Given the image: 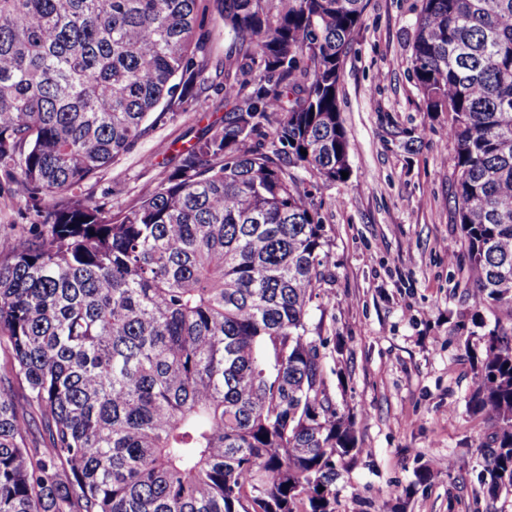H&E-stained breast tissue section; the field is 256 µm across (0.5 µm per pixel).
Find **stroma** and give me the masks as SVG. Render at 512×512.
Wrapping results in <instances>:
<instances>
[{
  "label": "stroma",
  "mask_w": 512,
  "mask_h": 512,
  "mask_svg": "<svg viewBox=\"0 0 512 512\" xmlns=\"http://www.w3.org/2000/svg\"><path fill=\"white\" fill-rule=\"evenodd\" d=\"M421 5L367 0L340 85L351 178L315 194L329 276L309 327L335 344L324 357L331 393L371 451L342 470L336 512H512V493L474 501L478 449L491 425L469 407L474 359L491 330L512 334V309L477 305L460 258L448 116L427 111L410 68ZM223 117L224 87L216 83L106 168L92 188L96 201L128 208ZM146 156L152 165L143 164ZM452 457L466 467L449 469ZM422 469L433 475L425 484L416 479Z\"/></svg>",
  "instance_id": "1"
}]
</instances>
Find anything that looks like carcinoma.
<instances>
[{"label": "carcinoma", "instance_id": "obj_1", "mask_svg": "<svg viewBox=\"0 0 512 512\" xmlns=\"http://www.w3.org/2000/svg\"><path fill=\"white\" fill-rule=\"evenodd\" d=\"M216 2L224 119L114 213L83 188L209 89L206 8L0 0V179L34 214L0 241V512H336L340 470L371 454L308 328L313 190L350 171L339 89L364 0ZM410 65L448 113L476 296L511 308L512 0H422ZM476 374L494 500L511 336L489 333Z\"/></svg>", "mask_w": 512, "mask_h": 512}]
</instances>
